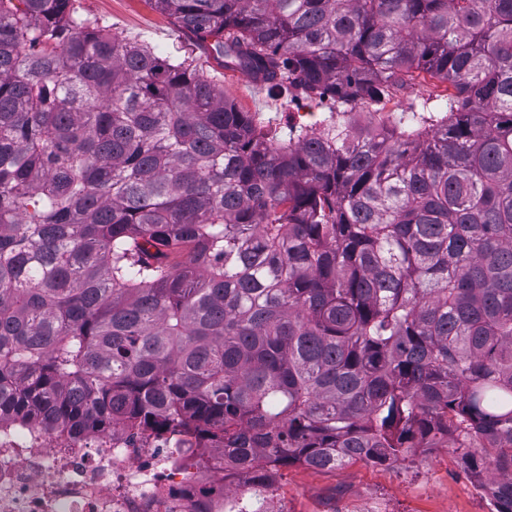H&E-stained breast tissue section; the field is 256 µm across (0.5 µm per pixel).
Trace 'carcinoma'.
<instances>
[{"mask_svg":"<svg viewBox=\"0 0 512 512\" xmlns=\"http://www.w3.org/2000/svg\"><path fill=\"white\" fill-rule=\"evenodd\" d=\"M148 2L328 115L0 0V419L159 423L259 488L452 448L512 512V0ZM422 73L444 104L386 111Z\"/></svg>","mask_w":512,"mask_h":512,"instance_id":"1","label":"carcinoma"}]
</instances>
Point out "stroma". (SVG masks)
I'll list each match as a JSON object with an SVG mask.
<instances>
[{
  "instance_id": "1",
  "label": "stroma",
  "mask_w": 512,
  "mask_h": 512,
  "mask_svg": "<svg viewBox=\"0 0 512 512\" xmlns=\"http://www.w3.org/2000/svg\"><path fill=\"white\" fill-rule=\"evenodd\" d=\"M74 9L78 17L117 39L136 40L173 61L191 63L262 124L284 129L311 126L323 118L318 101L301 94L289 100L273 97L248 72L224 68L210 43L179 30L147 0H74ZM444 93L443 84L419 77L397 91L390 108L418 112ZM277 490L288 512H488L473 477L460 469L448 448L423 454L413 467L360 462L336 471H314L295 465L282 471Z\"/></svg>"
}]
</instances>
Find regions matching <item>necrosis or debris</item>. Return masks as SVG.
I'll return each instance as SVG.
<instances>
[{
    "instance_id": "necrosis-or-debris-1",
    "label": "necrosis or debris",
    "mask_w": 512,
    "mask_h": 512,
    "mask_svg": "<svg viewBox=\"0 0 512 512\" xmlns=\"http://www.w3.org/2000/svg\"><path fill=\"white\" fill-rule=\"evenodd\" d=\"M224 475L223 455L185 434L0 421V512H243Z\"/></svg>"
}]
</instances>
